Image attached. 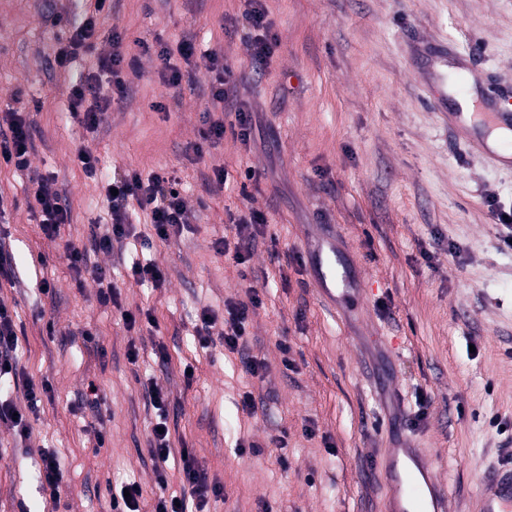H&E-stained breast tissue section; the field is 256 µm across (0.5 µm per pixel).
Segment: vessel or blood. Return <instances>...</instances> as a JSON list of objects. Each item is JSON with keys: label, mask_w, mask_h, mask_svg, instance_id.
Listing matches in <instances>:
<instances>
[{"label": "vessel or blood", "mask_w": 512, "mask_h": 512, "mask_svg": "<svg viewBox=\"0 0 512 512\" xmlns=\"http://www.w3.org/2000/svg\"><path fill=\"white\" fill-rule=\"evenodd\" d=\"M474 127L512 125V113L496 108L494 97L477 103L470 115ZM315 290L327 304L336 300L356 304L360 297L347 286L346 270L335 247L325 249ZM385 481L393 488L392 512H455L443 485L433 475L425 449L411 443H399L385 449L382 459ZM475 512H512V467L503 466L481 474Z\"/></svg>", "instance_id": "obj_1"}]
</instances>
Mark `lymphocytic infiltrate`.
Listing matches in <instances>:
<instances>
[{
  "label": "lymphocytic infiltrate",
  "instance_id": "obj_1",
  "mask_svg": "<svg viewBox=\"0 0 512 512\" xmlns=\"http://www.w3.org/2000/svg\"><path fill=\"white\" fill-rule=\"evenodd\" d=\"M111 11L112 0H94L80 21H70L64 14L55 16V24L71 28L69 37L55 47L58 67H68L80 54L93 49L99 21L109 16ZM243 17L248 28L243 39L244 49L255 74L265 75L280 46L266 0H246ZM123 41V32L112 31L110 51L98 54L92 67L82 70L69 89V110L88 133H97L114 99L122 100L128 95L124 71L135 68L137 61L127 58ZM156 56L162 63L160 80L166 90H180L184 78L182 69L186 66L204 72L208 77L207 96L212 107L205 112L199 142L192 146L196 159H203L206 146L218 143L228 133L241 145H248L251 109L234 93L236 79L224 54L216 51L197 53L193 41L184 39L173 48L160 45ZM12 100L13 107L0 113V161L22 172L27 171L29 157L35 149V126L29 118L28 103L17 94ZM76 161L86 178L99 181L108 202L107 220L94 225L87 240L61 241L62 226L72 221L70 204L57 188L54 176L30 174L28 186L32 190V206L40 217L41 232L49 242H62L73 281L91 277L98 286L96 299L99 305L117 309L127 332L137 333L145 327L157 328L158 322L151 310H131L123 306L111 266L99 263L97 256L114 253L125 257L134 242L149 247L151 238L138 232L135 222L136 213L140 210L151 215L153 238L168 241L180 237L189 228L193 217L179 189L181 179L174 174L155 171L146 175L136 168L127 169L119 176L104 177L97 150L89 143L78 148ZM267 224L266 213L252 207L230 214V232L217 239L214 247L233 263L248 264L256 239ZM263 297V290L251 287L244 299L227 302L224 307L203 306L194 327L201 347L222 343L225 349L239 354L247 374L260 379L265 376L266 365L247 353V326L251 314L262 306ZM19 350L16 313L0 300V384L8 385L11 390L10 395L0 397V423L7 424L16 439L24 443L31 436L29 416L37 412L50 386L44 381L35 382L19 372ZM144 398L157 415L156 429L148 440L157 483L165 484L163 466L174 461L190 488L189 496L177 500L157 495L150 512H203L209 496H222L223 486L209 479L191 449L173 450L171 434L166 430L171 403L167 388L157 380H149L144 385Z\"/></svg>",
  "mask_w": 512,
  "mask_h": 512
}]
</instances>
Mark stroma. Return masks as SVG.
Instances as JSON below:
<instances>
[{
	"label": "stroma",
	"mask_w": 512,
	"mask_h": 512,
	"mask_svg": "<svg viewBox=\"0 0 512 512\" xmlns=\"http://www.w3.org/2000/svg\"><path fill=\"white\" fill-rule=\"evenodd\" d=\"M86 0H0V111L9 94L41 101L31 112L36 149L30 167L56 176L71 204L64 234L86 238L103 202L75 161L86 131L69 113L71 73L52 69L67 38L54 26ZM280 47L258 77L241 40L245 0H112L96 49L110 51L112 28L139 58L127 74V100L113 104L94 145L105 172L177 171L192 206L189 232L152 251L166 287L118 276L122 303L152 309L159 328L135 340L150 370L130 364L129 341L97 286H76L61 248L44 239L28 207L25 182L0 167V236L10 241L16 285L0 297L17 312L23 373L51 387L31 415L30 449L15 447L0 424V512H110L109 486L135 480L146 500L157 491L187 495L179 468L158 488L148 454L153 412L147 376L171 392L174 448L189 447L224 495L205 512H383L389 489L368 457L406 439L426 448L458 512H471L478 479L512 455V248L495 210L512 211V163H495L467 132L432 106V64L467 66L479 87H512V0H269ZM193 38L227 52L236 93L253 112L249 148L232 135L203 163L186 157L198 142L209 103L203 82L172 94L160 84L156 56L140 45ZM163 109H156V102ZM229 171L224 189L207 191L212 167ZM255 166L258 177L245 181ZM266 212L267 237L247 268L218 254L225 208L244 202ZM335 245L364 302L328 309L314 290L319 252ZM279 259H272V252ZM57 285L39 294L40 278ZM266 289L251 316L249 353L267 374L243 372L221 345L195 347L200 299L216 304ZM92 327L105 359L79 352L72 335ZM288 341L285 368L278 344ZM163 344L165 359L154 356ZM193 381H185V366ZM97 408L78 405L87 383ZM254 411L242 406L244 393ZM426 415L412 423L418 397ZM107 434L94 445L95 430ZM287 431L288 446H268ZM262 453L240 452L239 443ZM62 456L67 482L59 500L44 494L30 466L39 449ZM287 465H280L279 456Z\"/></svg>",
	"instance_id": "obj_1"
}]
</instances>
